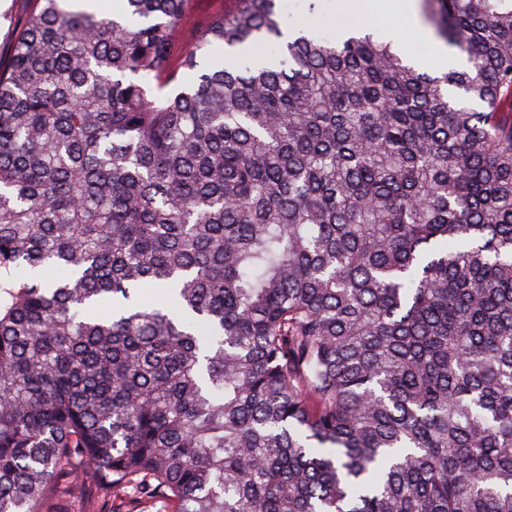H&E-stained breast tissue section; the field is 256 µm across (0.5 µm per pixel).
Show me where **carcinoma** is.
<instances>
[{
    "label": "carcinoma",
    "mask_w": 512,
    "mask_h": 512,
    "mask_svg": "<svg viewBox=\"0 0 512 512\" xmlns=\"http://www.w3.org/2000/svg\"><path fill=\"white\" fill-rule=\"evenodd\" d=\"M0 63V512H512V0L466 65L236 0H38ZM275 59L243 63L253 43ZM235 0H189L184 20L174 31L179 55L193 50L204 30L217 16L235 10Z\"/></svg>",
    "instance_id": "obj_1"
}]
</instances>
